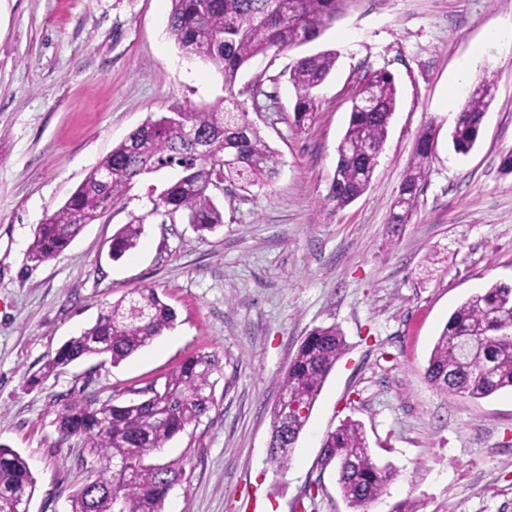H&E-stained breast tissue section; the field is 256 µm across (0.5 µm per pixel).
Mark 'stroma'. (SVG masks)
Returning <instances> with one entry per match:
<instances>
[{
    "label": "stroma",
    "mask_w": 512,
    "mask_h": 512,
    "mask_svg": "<svg viewBox=\"0 0 512 512\" xmlns=\"http://www.w3.org/2000/svg\"><path fill=\"white\" fill-rule=\"evenodd\" d=\"M171 0H0V443L36 479L31 512H71L92 477L76 438L61 439L54 406L81 396L137 398L192 355H213L214 404L158 454L178 463L165 512H351L321 443L351 418L373 457L395 476L368 512H512V391L447 395L425 378L451 313L496 282L512 284V46H489L467 87L448 98L457 70L488 31L512 24V0H358L318 40L259 56L238 86L256 85L249 117L280 157L267 186L225 185L224 224L198 234L147 218L136 249L109 257L113 234L145 215L144 175L55 259L25 253L37 224L148 119L224 94L217 71L186 59L170 38ZM332 49L336 66L316 93L311 121L293 124L285 73L300 56ZM385 69L398 97L368 190L344 208L329 200L353 87ZM496 83L482 135L468 155L448 134L471 86ZM436 126L429 171L410 224L388 235L392 203L418 133ZM139 288L176 312L173 328L112 366L77 361L31 378L100 310ZM338 326L346 349L327 376L286 473L268 459L278 379L307 334Z\"/></svg>",
    "instance_id": "35a3bbf8"
}]
</instances>
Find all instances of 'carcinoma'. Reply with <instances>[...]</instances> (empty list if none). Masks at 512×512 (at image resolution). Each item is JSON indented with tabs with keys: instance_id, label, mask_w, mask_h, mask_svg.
<instances>
[{
	"instance_id": "obj_1",
	"label": "carcinoma",
	"mask_w": 512,
	"mask_h": 512,
	"mask_svg": "<svg viewBox=\"0 0 512 512\" xmlns=\"http://www.w3.org/2000/svg\"><path fill=\"white\" fill-rule=\"evenodd\" d=\"M358 0H171L167 31L183 55L214 66L224 80L226 96L209 106L174 109L149 120L112 150L87 174L57 211L37 225L26 260L44 263L60 255L85 228L123 200L139 178L165 167L180 175L148 195L146 214L123 225L112 237L110 256L121 259L135 249L147 217L162 223L181 218L199 233L224 224L214 184L264 186L278 171V154L247 119L237 99L240 71L258 55L279 53L318 39L345 17ZM336 65V52L323 50L299 57L288 71L295 90L294 123L312 118L315 91ZM372 106L364 107V100ZM493 101V83L485 79L457 113L451 132L455 152L476 144ZM397 103L394 77L370 71L355 86L348 127L337 147L329 200L343 208L368 189ZM187 126L190 141L180 134ZM436 129L419 132L414 157L404 175L389 217L391 233L410 223L427 175ZM210 147L224 165L202 159ZM175 310L156 290L142 288L106 306L95 323L57 349L43 367L47 376L85 357L106 355L117 366L148 346L174 325ZM480 337L478 346L461 344L464 336ZM345 339L336 326L316 327L299 345L280 387L297 406L284 421L272 411L269 461L279 472L288 469L291 453L324 381L343 354ZM215 361L195 355L169 373L162 384L143 390L144 398L116 404L97 397L73 398L55 410L61 438H80L101 475L71 495V512H164L168 491L181 477L173 463L153 457L177 434L196 425L214 405ZM425 378L438 391L472 399L512 389V285L494 283L470 296L449 317L437 337ZM324 465H333L338 485L353 512H366L394 477L369 448L362 425L346 420L325 436ZM36 480L27 461L0 444V512H10L21 494L34 496Z\"/></svg>"
}]
</instances>
